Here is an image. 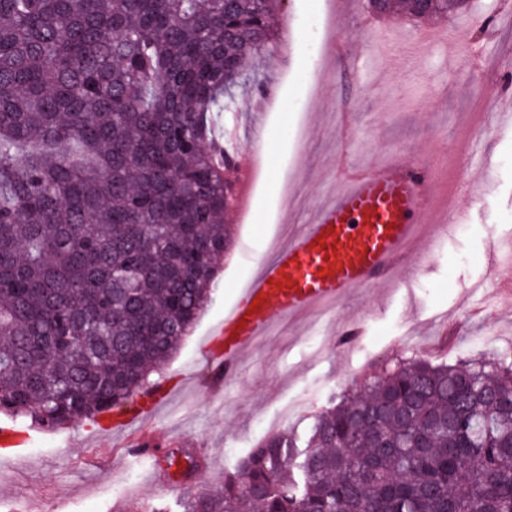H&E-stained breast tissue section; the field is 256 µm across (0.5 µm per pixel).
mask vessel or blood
Returning a JSON list of instances; mask_svg holds the SVG:
<instances>
[{"label":"vessel or blood","mask_w":512,"mask_h":512,"mask_svg":"<svg viewBox=\"0 0 512 512\" xmlns=\"http://www.w3.org/2000/svg\"><path fill=\"white\" fill-rule=\"evenodd\" d=\"M428 187L422 170L398 162L351 177L312 224L280 247L225 316L212 366L235 377L244 354L272 325L378 280L422 223ZM28 438L15 424L0 422V448L16 461H23L20 447Z\"/></svg>","instance_id":"vessel-or-blood-1"}]
</instances>
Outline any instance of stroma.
<instances>
[{"instance_id": "1", "label": "stroma", "mask_w": 512, "mask_h": 512, "mask_svg": "<svg viewBox=\"0 0 512 512\" xmlns=\"http://www.w3.org/2000/svg\"><path fill=\"white\" fill-rule=\"evenodd\" d=\"M323 4L281 0L279 15L291 35L251 65L267 93L224 117L239 157L263 144L265 173L248 215L224 216L235 228L234 243L210 302L164 373L179 388L174 405L121 436L82 420L41 430L45 447L28 449L21 464L0 462V512H115L162 500L180 512L187 489L217 490L236 463L234 443L295 393L312 396L290 423L304 437L314 414L334 393L352 388L369 365L419 355L453 364L512 344V296L499 292L512 286V126L495 125L488 113L489 134L467 138L478 103L503 90L512 94V83L488 80L480 69L512 54V32L498 29L477 44L448 41L424 50L417 43L435 21H406L408 41L378 57L367 29L372 15L363 0H351L336 12L334 48L326 57L315 25ZM317 66L324 73L313 100L308 75ZM300 121L306 128L301 142L291 135ZM463 146L468 153L460 164ZM387 158L422 159L434 172L425 207L431 225L447 229L427 266L407 280L380 279L352 291L320 330L325 355L306 339L308 319L293 318L277 324L233 380L217 378L206 342L244 283L257 278L271 233H297L342 182ZM289 176L300 193L293 204L280 186ZM458 176L477 189L459 195L454 214L442 217L437 202ZM140 434L174 454L170 469L128 456L130 438ZM130 472V489L115 493Z\"/></svg>"}]
</instances>
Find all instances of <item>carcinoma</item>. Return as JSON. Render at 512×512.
Masks as SVG:
<instances>
[{
  "instance_id": "carcinoma-1",
  "label": "carcinoma",
  "mask_w": 512,
  "mask_h": 512,
  "mask_svg": "<svg viewBox=\"0 0 512 512\" xmlns=\"http://www.w3.org/2000/svg\"><path fill=\"white\" fill-rule=\"evenodd\" d=\"M279 2L0 0L1 413L95 423L156 384L230 246L224 113ZM356 387L182 512H512V356Z\"/></svg>"
}]
</instances>
